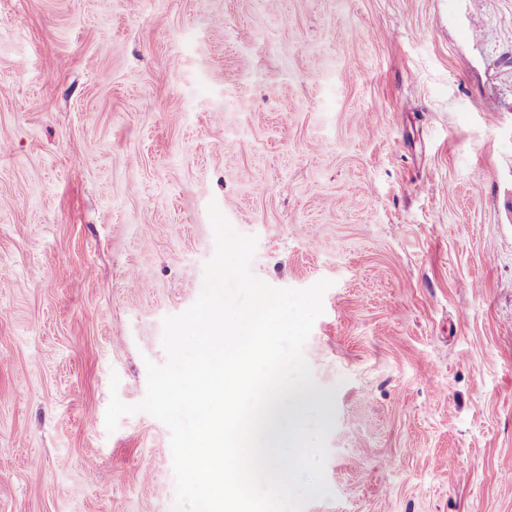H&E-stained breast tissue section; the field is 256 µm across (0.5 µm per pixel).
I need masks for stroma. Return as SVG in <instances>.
Wrapping results in <instances>:
<instances>
[{
    "label": "stroma",
    "instance_id": "35a3bbf8",
    "mask_svg": "<svg viewBox=\"0 0 512 512\" xmlns=\"http://www.w3.org/2000/svg\"><path fill=\"white\" fill-rule=\"evenodd\" d=\"M0 140V512H172L168 427L105 413L212 202L331 282L304 512H512V0H0Z\"/></svg>",
    "mask_w": 512,
    "mask_h": 512
}]
</instances>
